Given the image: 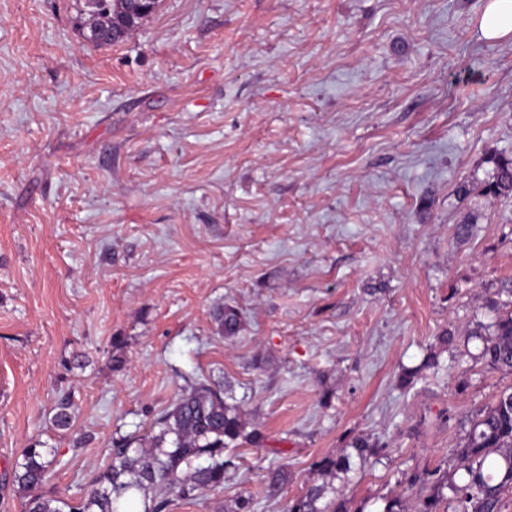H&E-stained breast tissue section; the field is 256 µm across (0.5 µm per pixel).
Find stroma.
Instances as JSON below:
<instances>
[{"mask_svg":"<svg viewBox=\"0 0 512 512\" xmlns=\"http://www.w3.org/2000/svg\"><path fill=\"white\" fill-rule=\"evenodd\" d=\"M486 4L159 0L97 46L83 0H0V512H23V448L52 449L48 490L81 497L113 438L200 381L263 442L169 512L241 494L286 512L360 435L381 452L335 479L349 512L456 467L512 387L470 335L486 297L512 301V196L476 188L512 156V36L482 37Z\"/></svg>","mask_w":512,"mask_h":512,"instance_id":"1","label":"stroma"}]
</instances>
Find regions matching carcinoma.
I'll use <instances>...</instances> for the list:
<instances>
[{
    "mask_svg": "<svg viewBox=\"0 0 512 512\" xmlns=\"http://www.w3.org/2000/svg\"><path fill=\"white\" fill-rule=\"evenodd\" d=\"M121 14L120 0L84 3V38L101 45L90 38V30L112 31ZM482 192L494 198L512 194V158L496 160ZM485 307L491 321L469 332L483 338L480 362L492 370L512 372V309L505 310L492 298ZM219 317L224 337H234L243 324L240 311L227 305ZM511 398V390L503 391L471 420L456 450L462 478L439 469L409 477L410 486L418 491L416 512H501L504 493L512 492V405L507 403ZM71 422L70 400L63 398L54 425L67 429ZM259 440L240 406L225 400L221 386L200 384L163 410L149 432L112 440L109 464L94 475L80 499L45 491L54 458L50 449L36 444L22 450L13 478L24 498V512H168L175 500H193L205 491L223 489L237 468L234 451ZM379 452L368 437L358 436L349 449L323 456L315 466L327 480L294 497L288 512H348L336 498L331 480L348 475L353 459L363 467ZM288 480L284 468L269 470L265 479L269 495L280 493Z\"/></svg>",
    "mask_w": 512,
    "mask_h": 512,
    "instance_id": "carcinoma-1",
    "label": "carcinoma"
}]
</instances>
